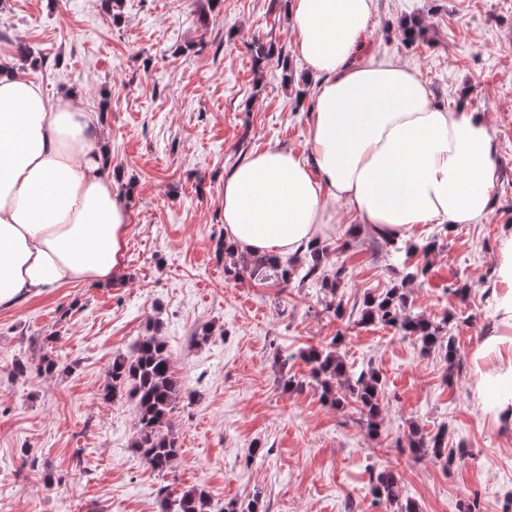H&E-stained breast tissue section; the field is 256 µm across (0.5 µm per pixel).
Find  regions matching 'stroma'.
<instances>
[{
	"label": "stroma",
	"instance_id": "1",
	"mask_svg": "<svg viewBox=\"0 0 512 512\" xmlns=\"http://www.w3.org/2000/svg\"><path fill=\"white\" fill-rule=\"evenodd\" d=\"M412 22L425 31L413 44ZM0 34L11 47L1 65L27 69L49 99L73 94L96 117L128 220L112 281L0 309V512H159L162 492L193 486L220 505L257 500L261 512H394L371 493L383 468L418 512H461L474 494L483 512H503L512 428L476 409L471 356L495 322L486 285L498 239L512 231V0H377L361 53L409 63L437 103L453 108L464 94L488 117L496 205L481 224L420 226L415 242L436 246L406 258L337 205L335 233L318 242L325 273L341 276L333 294L317 282L229 278L218 251L225 172L270 145L307 151L314 79L294 54L288 0H0ZM258 41L281 58L256 63ZM416 265L426 275L404 282ZM393 286L411 314L447 320L460 365L423 353L415 337L359 324L366 294ZM156 325L182 388L173 415L182 457L163 473L131 447L128 396H102L113 358ZM330 346L379 372L381 436L355 404H325L305 386L303 351ZM48 351L59 365L38 374ZM18 360L26 374H14ZM291 376L301 389L284 387ZM443 427L467 459L446 467L409 454L411 430Z\"/></svg>",
	"mask_w": 512,
	"mask_h": 512
}]
</instances>
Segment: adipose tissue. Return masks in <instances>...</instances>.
Masks as SVG:
<instances>
[{"instance_id": "1", "label": "adipose tissue", "mask_w": 512, "mask_h": 512, "mask_svg": "<svg viewBox=\"0 0 512 512\" xmlns=\"http://www.w3.org/2000/svg\"><path fill=\"white\" fill-rule=\"evenodd\" d=\"M374 0H290L294 53L316 75L308 154L270 146L224 177V237L241 255H294L335 232L348 203L366 232L478 224L492 212L494 131L466 104L435 103L416 69L357 48ZM96 123L0 67V307L122 267L127 212L102 164ZM498 321L473 360L475 398L512 428V234L496 247Z\"/></svg>"}]
</instances>
